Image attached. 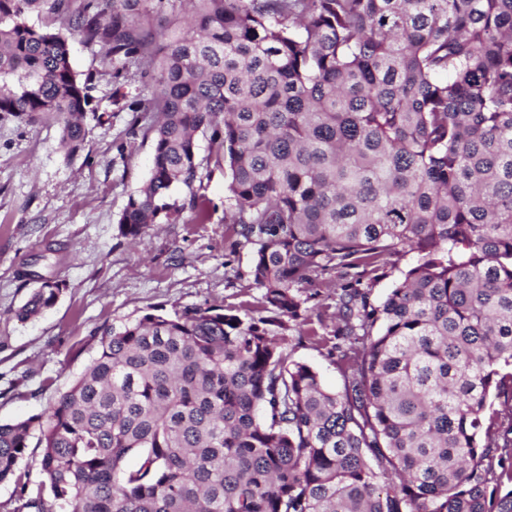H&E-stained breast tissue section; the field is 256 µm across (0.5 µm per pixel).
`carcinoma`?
<instances>
[{"mask_svg": "<svg viewBox=\"0 0 512 512\" xmlns=\"http://www.w3.org/2000/svg\"><path fill=\"white\" fill-rule=\"evenodd\" d=\"M79 0L73 29L144 61L153 164L119 232L170 219L211 131L230 235L261 307L147 313L103 330L47 415L0 422V483L43 475L30 512H512V0ZM65 0H0V116L53 120L82 147L94 76L28 21ZM418 263L377 305L336 294L343 390L292 359L302 290ZM41 284L16 311L52 307ZM140 464L124 469L126 457Z\"/></svg>", "mask_w": 512, "mask_h": 512, "instance_id": "1", "label": "carcinoma"}]
</instances>
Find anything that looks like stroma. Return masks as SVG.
Here are the masks:
<instances>
[{
  "label": "stroma",
  "mask_w": 512,
  "mask_h": 512,
  "mask_svg": "<svg viewBox=\"0 0 512 512\" xmlns=\"http://www.w3.org/2000/svg\"><path fill=\"white\" fill-rule=\"evenodd\" d=\"M35 22L67 35L75 71L94 74L93 112L86 117L89 134L72 157L56 123L0 118L1 422L43 414L91 363L107 326L184 307L221 306L244 318L263 314L252 247H229L228 177L210 132L196 134L198 177L172 191L171 220L151 225L137 241L121 236L119 217L153 163L148 128L154 115L133 108L152 97L154 84L131 67L125 99L113 101L112 62L99 46L73 34L68 15L44 14ZM193 199L205 208L204 221H192ZM419 258L402 251L362 277L360 289L371 302L382 301ZM31 271L57 281L61 291L52 308L21 321L14 312L35 286ZM306 307L308 317L322 322L314 337L296 325L287 330L292 357L313 366L326 388L341 390L338 356L316 342L334 334L335 287L312 291ZM21 469L24 484L0 483V512L35 494L38 449L29 448Z\"/></svg>",
  "instance_id": "35a3bbf8"
}]
</instances>
